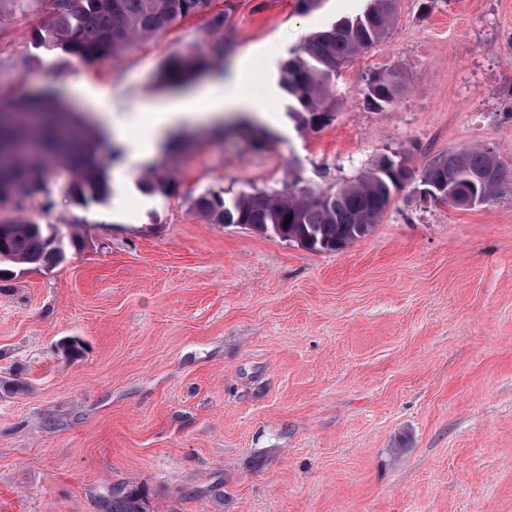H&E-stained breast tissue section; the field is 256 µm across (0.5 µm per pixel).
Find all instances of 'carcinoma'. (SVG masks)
Masks as SVG:
<instances>
[{"label": "carcinoma", "mask_w": 512, "mask_h": 512, "mask_svg": "<svg viewBox=\"0 0 512 512\" xmlns=\"http://www.w3.org/2000/svg\"><path fill=\"white\" fill-rule=\"evenodd\" d=\"M44 1L51 3L52 18L36 34L37 40L85 64L113 58L196 15L208 16L217 34L209 44V56L171 57L163 69L165 79L180 82L205 67L208 59H223L233 49L223 34L226 10L213 11L219 0H24L32 8ZM396 2L369 0L361 15L312 34L296 58L287 62L283 88L296 102L291 115L304 127L318 129L332 120L336 73L386 38ZM402 88L397 69L373 72L366 79V102L382 110L395 102ZM60 154L67 155L76 173L68 186L75 201L85 205L108 194V161L101 155L95 126L48 94L28 96L10 111L0 112V281L11 277L16 266L55 264L62 260L65 246L79 247L75 238L51 244L53 235L43 225L17 216L29 203L52 207L46 170ZM416 176L424 188L471 194L481 204L512 193V178L497 158L475 148L443 152L418 175L405 156L382 155L336 188H300L294 179L279 191L243 192L231 198L205 194L195 200V207L211 224H241L311 251L338 252L369 235L393 192ZM288 216L291 221L286 225ZM102 512H144V508L137 492L115 490L105 498Z\"/></svg>", "instance_id": "1"}]
</instances>
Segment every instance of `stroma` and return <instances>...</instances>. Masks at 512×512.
Masks as SVG:
<instances>
[{"mask_svg": "<svg viewBox=\"0 0 512 512\" xmlns=\"http://www.w3.org/2000/svg\"><path fill=\"white\" fill-rule=\"evenodd\" d=\"M224 2L233 51L210 70L272 95L264 147L197 124L185 149L138 160L109 136L105 200L74 204L56 162L53 208L25 212L82 247L0 281V512H99L111 487L145 512H512V196L456 208L409 184L326 253L193 208L292 176L339 184L392 153L418 171L481 148L512 173V0H398L319 130L290 116L283 65L367 0ZM0 11V101L54 88L101 128L175 96L167 59L213 39L195 16L89 65L34 47L47 14ZM390 68L404 90L373 110L366 78ZM154 166L169 193L141 190Z\"/></svg>", "mask_w": 512, "mask_h": 512, "instance_id": "obj_1", "label": "stroma"}]
</instances>
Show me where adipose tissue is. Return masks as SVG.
<instances>
[{
    "mask_svg": "<svg viewBox=\"0 0 512 512\" xmlns=\"http://www.w3.org/2000/svg\"><path fill=\"white\" fill-rule=\"evenodd\" d=\"M270 110L268 100L243 102L236 82L213 80L202 83L200 89L178 101L150 106L149 120L136 149L141 156H153L164 139L186 123H211L232 118L240 112L266 120Z\"/></svg>",
    "mask_w": 512,
    "mask_h": 512,
    "instance_id": "1",
    "label": "adipose tissue"
}]
</instances>
